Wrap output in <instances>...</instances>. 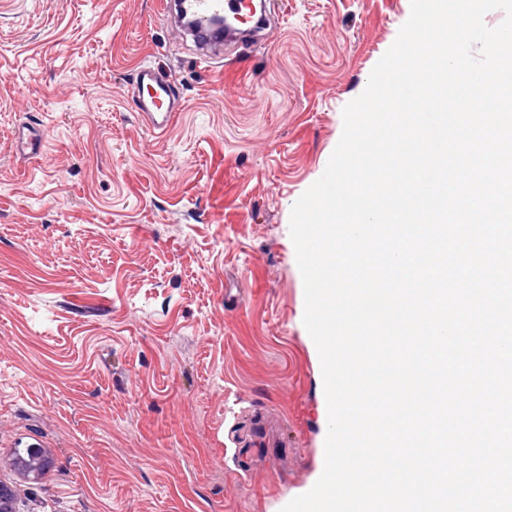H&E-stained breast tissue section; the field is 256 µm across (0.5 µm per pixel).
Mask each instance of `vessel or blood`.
Masks as SVG:
<instances>
[{"mask_svg": "<svg viewBox=\"0 0 512 512\" xmlns=\"http://www.w3.org/2000/svg\"><path fill=\"white\" fill-rule=\"evenodd\" d=\"M163 14L174 36L193 38L195 61L208 70L237 64L239 54L231 45L240 35L254 33L264 42L270 34L269 27L255 24L250 0H166ZM133 93L142 122L160 137L170 131L185 108L175 80L149 63L136 66ZM13 145L19 153L34 158L40 156L44 138L21 126L13 134Z\"/></svg>", "mask_w": 512, "mask_h": 512, "instance_id": "obj_1", "label": "vessel or blood"}]
</instances>
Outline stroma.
I'll use <instances>...</instances> for the list:
<instances>
[{
    "label": "stroma",
    "mask_w": 512,
    "mask_h": 512,
    "mask_svg": "<svg viewBox=\"0 0 512 512\" xmlns=\"http://www.w3.org/2000/svg\"><path fill=\"white\" fill-rule=\"evenodd\" d=\"M159 0H0V482L17 512H281L327 403L290 213L410 0H270L273 42L196 67ZM149 61L186 107L143 125ZM46 137L35 159L11 132ZM52 461L10 464L20 437Z\"/></svg>",
    "instance_id": "stroma-1"
}]
</instances>
